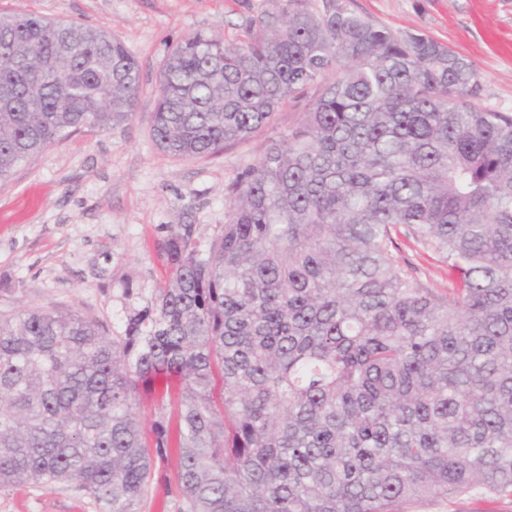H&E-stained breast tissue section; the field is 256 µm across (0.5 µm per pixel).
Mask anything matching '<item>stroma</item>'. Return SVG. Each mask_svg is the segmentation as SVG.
<instances>
[{
  "instance_id": "1",
  "label": "stroma",
  "mask_w": 512,
  "mask_h": 512,
  "mask_svg": "<svg viewBox=\"0 0 512 512\" xmlns=\"http://www.w3.org/2000/svg\"><path fill=\"white\" fill-rule=\"evenodd\" d=\"M263 0H0V15L29 13L116 35L140 66L132 120L85 131L31 156L0 180V315L29 307L76 312L118 326L122 290L154 287L167 274L161 245L172 224L196 240L220 234L229 182L287 133L304 109L286 102L270 125L212 158L163 154L151 138L159 67L198 31L242 35ZM352 9L398 33L419 32L466 56L483 77L480 103L512 114V0H349ZM399 255L429 288L445 291L437 256L397 240ZM0 512H101L75 483L0 490ZM401 512H512V497L466 492L406 503Z\"/></svg>"
}]
</instances>
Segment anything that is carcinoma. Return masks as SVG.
Here are the masks:
<instances>
[{
    "mask_svg": "<svg viewBox=\"0 0 512 512\" xmlns=\"http://www.w3.org/2000/svg\"><path fill=\"white\" fill-rule=\"evenodd\" d=\"M151 135L213 157L313 91L228 185L221 233L169 228L168 278L111 331L0 318V489L77 482L133 506L174 449L180 512H398L512 495V115L477 66L347 0H264L234 43L196 32L160 68ZM0 179L132 119L140 69L104 30L0 17ZM404 236L448 267L424 287ZM180 394L144 429L141 392Z\"/></svg>",
    "mask_w": 512,
    "mask_h": 512,
    "instance_id": "carcinoma-1",
    "label": "carcinoma"
}]
</instances>
